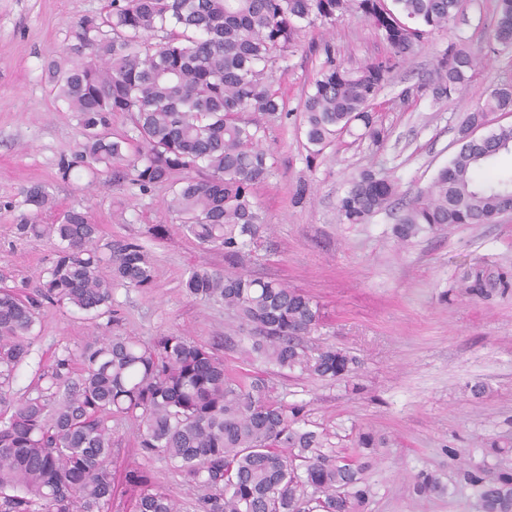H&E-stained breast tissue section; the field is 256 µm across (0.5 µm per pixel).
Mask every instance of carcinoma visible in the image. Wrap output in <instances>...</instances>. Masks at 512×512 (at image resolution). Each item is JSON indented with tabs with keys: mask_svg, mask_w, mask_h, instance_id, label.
I'll list each match as a JSON object with an SVG mask.
<instances>
[{
	"mask_svg": "<svg viewBox=\"0 0 512 512\" xmlns=\"http://www.w3.org/2000/svg\"><path fill=\"white\" fill-rule=\"evenodd\" d=\"M489 45H512V0H497ZM463 0H112L104 16L87 15L69 29L67 45L48 66L52 91L77 113L84 140L79 159L93 172L124 165L142 189L167 186L169 212L204 247H221L232 270L192 271L183 283L194 299L224 303L247 332L243 361L339 381L356 376L360 360L334 345H310L319 303L305 292L235 270L253 252L264 220L255 189L272 171L260 147L262 126L247 114L278 118L283 98L271 74L281 68L306 27L360 15L390 47L387 57L356 67L336 62L332 43L303 99L309 157L349 135L378 142V95L424 29L446 28ZM478 63L460 39L435 63L436 78L404 89L399 100L461 92ZM129 117L131 133L112 136V113ZM498 112H512V79L471 106L458 126L459 149L431 183L401 203L394 235L456 224H492L512 211V124L476 132ZM26 211L14 225L22 241L48 238L54 253L35 295L0 288V512H112V418L137 427L142 454L161 456L201 490L198 512H359L370 494L368 452L386 439L358 431L344 436L308 418L305 405L273 395L259 370L233 371L185 336L146 344L103 335L79 354L66 352L42 375L33 395L12 385L26 360L43 302L66 304L95 318L112 317V286L145 288L155 263L135 240L100 244L98 225L82 207L50 224L53 200L41 184L22 191ZM396 187L373 170L355 177L340 199L343 224H363L387 209ZM109 275H102V269ZM462 287L487 295L512 287V275L471 268ZM81 362L70 380L73 359ZM478 512H512V468L490 478L466 473ZM134 512H180L148 472L125 476ZM418 493H441L433 475L416 477Z\"/></svg>",
	"mask_w": 512,
	"mask_h": 512,
	"instance_id": "1",
	"label": "carcinoma"
}]
</instances>
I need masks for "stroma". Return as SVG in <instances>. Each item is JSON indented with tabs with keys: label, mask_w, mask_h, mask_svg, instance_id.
<instances>
[{
	"label": "stroma",
	"mask_w": 512,
	"mask_h": 512,
	"mask_svg": "<svg viewBox=\"0 0 512 512\" xmlns=\"http://www.w3.org/2000/svg\"><path fill=\"white\" fill-rule=\"evenodd\" d=\"M108 0H0V287L34 292L53 251L50 241H19L13 226L24 211L23 189L46 186L57 209L83 207L102 241L135 239L152 254L153 283L112 289L114 320L93 319L69 306L44 304L26 361L13 383L15 396L36 388L40 375L64 352H79L104 332L144 342L175 333L212 348L234 369L243 362L226 343L231 316L223 303L189 298L182 282L197 267L224 270V252L187 236L167 210L164 188L140 190L129 176L64 171L83 140L76 113L56 100L45 78L48 58L62 52L70 26L102 13ZM496 22V0H465L457 19L429 30L413 56L390 74L379 95L383 143L345 137L310 159L301 112L304 94L324 62L322 41L351 67L387 54L378 33L357 15L302 31L294 53L277 71L275 89L286 102L280 119L264 122L262 146L273 165L256 190L266 231L243 270L312 296L323 323L310 341L345 347L361 360L355 378L320 381L269 373L276 396L304 403L311 421L339 433L352 428L386 435L365 474L370 495L362 512H477L464 473L495 467L488 445L512 440V291L479 298L459 277L475 265L512 271V212L494 224H461L394 237L391 212L363 224L338 221L349 181L372 168L387 176L399 196L424 189L457 149L460 117L479 97L512 77V48L481 64L467 90L445 102L431 98L398 104L401 91L431 79L438 56L465 38L481 53ZM485 389L474 397L471 389ZM459 449L451 457L450 449ZM146 469L154 482L196 512L200 495L163 457H143L134 425L112 420V512H132L125 475ZM430 473L448 486L443 497L415 494L413 479Z\"/></svg>",
	"instance_id": "stroma-1"
}]
</instances>
